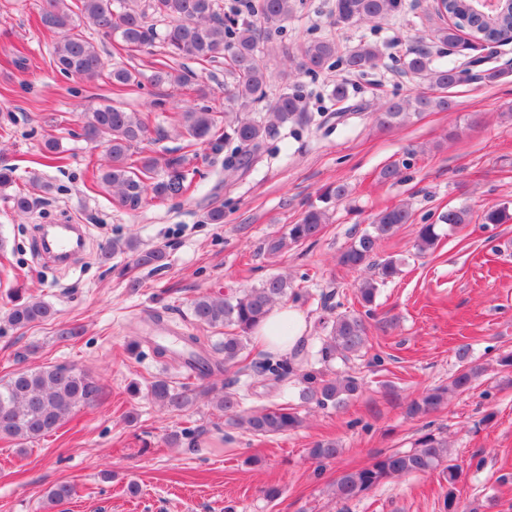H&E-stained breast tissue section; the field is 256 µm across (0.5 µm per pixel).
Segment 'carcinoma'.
I'll return each instance as SVG.
<instances>
[{
  "instance_id": "obj_1",
  "label": "carcinoma",
  "mask_w": 512,
  "mask_h": 512,
  "mask_svg": "<svg viewBox=\"0 0 512 512\" xmlns=\"http://www.w3.org/2000/svg\"><path fill=\"white\" fill-rule=\"evenodd\" d=\"M475 0H448V10L435 12L440 24L434 36L441 43L461 52L473 50L479 44H497L512 39V0H503L496 11L475 12ZM400 0H337L336 22L350 24L357 21L372 22L393 16ZM153 13L168 20L162 33H157L147 21L146 12L132 8L126 0H45L40 16L42 26L53 33V64L56 71L66 77L77 76L87 82L105 79L112 86L123 88L137 83V75L127 68H107L98 48L81 31L78 17L92 23L103 37L116 38L130 48H141L160 40L173 57L210 61L225 51V72L231 79L228 97L236 110L234 119H224V135H215L217 123L214 113L205 106L190 107L181 113V127L190 141L206 143L214 152L221 150L223 140H235L245 154L237 159L238 165L250 162L247 153H256L267 134V127L241 116L254 103L265 96L268 75L258 58L261 34L281 32L283 24L294 11V0H259L256 10L263 21V29L236 18L223 16L216 9V0H148ZM339 59L343 69L360 74L378 65L381 52L375 45L361 43L339 56L336 43L328 38L307 42L301 51L299 69L318 72ZM479 63L477 59L466 66H431L430 55L422 49L410 51L405 58L407 72L427 81L426 90L411 100L392 98L384 103L377 121L385 128L403 125L413 115L437 110L447 112L454 107L445 92L463 82L468 67ZM193 76L189 72L153 71L151 82L156 85L186 86ZM336 115L345 117L353 111L345 85L334 88ZM278 124L296 122L305 118L302 95L297 90L280 95L270 108ZM83 136L99 140L106 146L108 164L92 171L93 179L112 189L118 203L129 209H138L147 194L159 201L176 199L186 190L182 171L183 157L169 158L165 162L166 176L153 180L158 159L151 156L131 160L134 145L145 140L148 124L135 112H126L111 105L94 109L82 127ZM469 209H450L438 216V224L450 228L470 223ZM412 221V213L405 206H393L378 212L370 228L354 235L350 245L341 252L339 264L349 270L363 267L374 269V275L356 284L359 302L364 313H338L320 322L325 335L319 337L316 347H309L300 339L286 357L268 356L249 370L240 366L246 343L254 329L267 317L275 304L297 299L298 292L288 277L276 275L259 286L242 288L230 296L201 294L191 301V315L196 325L224 330V339L206 345L200 336L180 337L186 347L184 366L200 376H211L230 367H238V374L256 373L267 381L270 388L287 379H299L298 398L303 404L318 408L340 407L356 397L362 388L359 377L342 372L327 377L319 367L330 368L336 362L347 363L361 354L368 343L367 318L379 286L399 274V264L392 258L374 261L382 243L391 238L404 224ZM512 221V209L503 204L486 209L482 224H505ZM326 224L325 210L311 208L296 224L288 225V232L264 242V250L276 255L292 245L302 244L317 237ZM440 235L437 224L419 226L416 247L421 252L432 249ZM127 250L134 254L139 266L160 268L165 265L166 253L159 249H141L135 241L120 245L112 243V251ZM54 314L53 308L41 300L16 303L8 313V320L16 327H25ZM458 368L448 385L428 388L407 406L406 414L420 419L438 411L447 400L448 393L462 395L473 387L481 369L470 361L469 348L457 350ZM98 385L74 364H56L38 368H24L0 380V438L20 444L46 436L60 428L66 418L79 406L94 401ZM210 397L216 411L229 416L230 425L255 437L285 434L300 427L303 418L297 408L285 405H263L244 408L247 394L237 389L203 390ZM150 398L172 411H183L192 406L198 392L186 386L177 388L165 379L154 381ZM199 430L185 428L168 436L171 444L187 443L197 446ZM341 448L334 441H322L309 450L316 461L332 460ZM439 472L448 482L445 497L446 512H459L456 483L461 466L452 462L448 441L434 434L420 437L409 451H392L379 455L372 463L341 470L334 484L336 498L343 501L358 498L379 486L416 473Z\"/></svg>"
}]
</instances>
